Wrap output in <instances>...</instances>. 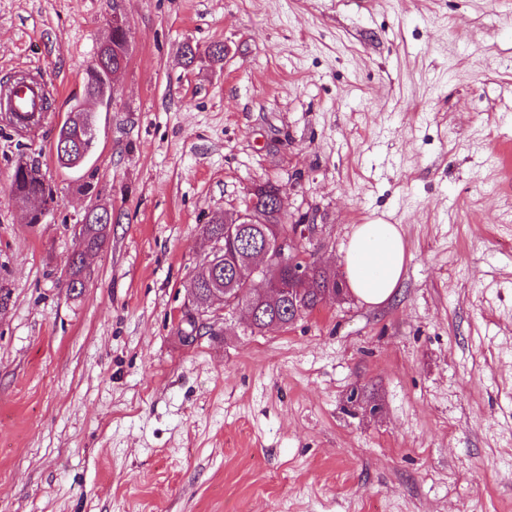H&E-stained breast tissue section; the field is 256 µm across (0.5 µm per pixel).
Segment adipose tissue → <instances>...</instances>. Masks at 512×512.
Instances as JSON below:
<instances>
[{
  "label": "adipose tissue",
  "mask_w": 512,
  "mask_h": 512,
  "mask_svg": "<svg viewBox=\"0 0 512 512\" xmlns=\"http://www.w3.org/2000/svg\"><path fill=\"white\" fill-rule=\"evenodd\" d=\"M405 261V242L397 225H357L345 258L347 285L364 303L383 304L398 288Z\"/></svg>",
  "instance_id": "ef3b65f1"
}]
</instances>
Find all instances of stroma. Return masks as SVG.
Returning <instances> with one entry per match:
<instances>
[{
  "instance_id": "1",
  "label": "stroma",
  "mask_w": 512,
  "mask_h": 512,
  "mask_svg": "<svg viewBox=\"0 0 512 512\" xmlns=\"http://www.w3.org/2000/svg\"><path fill=\"white\" fill-rule=\"evenodd\" d=\"M116 11L107 107L85 77ZM20 70L54 112L0 122V512H512V0H0V84ZM78 101L97 145L66 169ZM265 182L339 272L355 225H399V287L260 334L217 304L185 342L201 229ZM10 191L18 200L40 197L48 204L55 202L53 189L44 179L39 167L26 161H20L15 167L11 176ZM105 212L97 211L90 216L84 215L81 222L80 238L81 247L90 252L101 250L109 239L110 224L104 221L100 214ZM76 253H74L73 257L70 259L68 276L66 279V287L69 288V291L76 296L82 293V290L85 286V280L87 277V268L84 263L83 253L75 257Z\"/></svg>"
}]
</instances>
